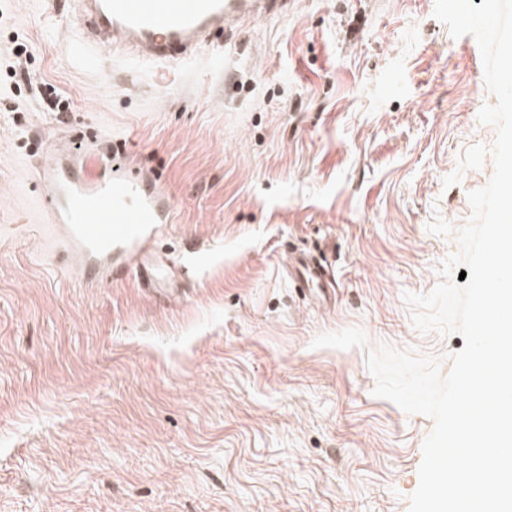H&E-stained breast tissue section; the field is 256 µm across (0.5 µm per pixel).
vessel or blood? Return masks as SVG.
I'll return each mask as SVG.
<instances>
[{
  "mask_svg": "<svg viewBox=\"0 0 512 512\" xmlns=\"http://www.w3.org/2000/svg\"><path fill=\"white\" fill-rule=\"evenodd\" d=\"M83 42L73 58L90 65L86 49L131 51L149 64L195 60L202 45L227 26L283 11L289 0H75ZM48 188L50 223L40 230L84 261L81 278L92 286L135 275L140 287L178 293L177 264L149 251L175 208L160 182L128 172L120 156L50 151L41 166ZM300 287H320L326 269L305 255L292 259Z\"/></svg>",
  "mask_w": 512,
  "mask_h": 512,
  "instance_id": "vessel-or-blood-1",
  "label": "vessel or blood"
}]
</instances>
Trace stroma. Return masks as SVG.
I'll return each instance as SVG.
<instances>
[{"label": "stroma", "instance_id": "35a3bbf8", "mask_svg": "<svg viewBox=\"0 0 512 512\" xmlns=\"http://www.w3.org/2000/svg\"><path fill=\"white\" fill-rule=\"evenodd\" d=\"M434 4L293 0L196 61L90 68L67 0H0V512H409L434 421L374 396L366 355L445 375L464 348L404 295L441 282L497 136L479 46ZM112 144L173 198L172 299L63 279L36 231L49 147ZM293 252L331 288H296Z\"/></svg>", "mask_w": 512, "mask_h": 512}]
</instances>
